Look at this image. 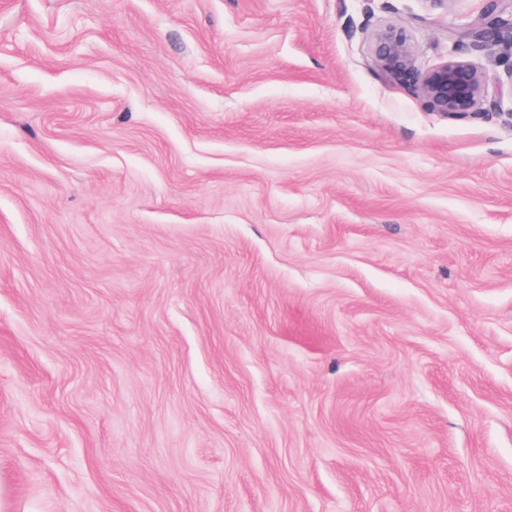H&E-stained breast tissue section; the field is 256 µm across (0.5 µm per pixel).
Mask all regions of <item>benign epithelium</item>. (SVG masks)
Masks as SVG:
<instances>
[{"label": "benign epithelium", "mask_w": 512, "mask_h": 512, "mask_svg": "<svg viewBox=\"0 0 512 512\" xmlns=\"http://www.w3.org/2000/svg\"><path fill=\"white\" fill-rule=\"evenodd\" d=\"M448 43L453 49L500 46L512 58V3L487 0L480 14L448 29ZM375 59L382 78L402 85L420 96L432 112L448 117H465L482 110L487 98L483 72L473 63L451 58L443 64L420 68L417 50L405 29L385 27L374 34Z\"/></svg>", "instance_id": "obj_1"}]
</instances>
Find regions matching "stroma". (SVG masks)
<instances>
[{"label":"stroma","instance_id":"obj_1","mask_svg":"<svg viewBox=\"0 0 512 512\" xmlns=\"http://www.w3.org/2000/svg\"><path fill=\"white\" fill-rule=\"evenodd\" d=\"M482 0H0V512H512V89L383 81ZM375 59L382 78L420 96L432 112L465 117L481 112L487 98L483 72L470 61L451 58L419 68L417 50L405 29L385 27L374 34Z\"/></svg>","mask_w":512,"mask_h":512}]
</instances>
